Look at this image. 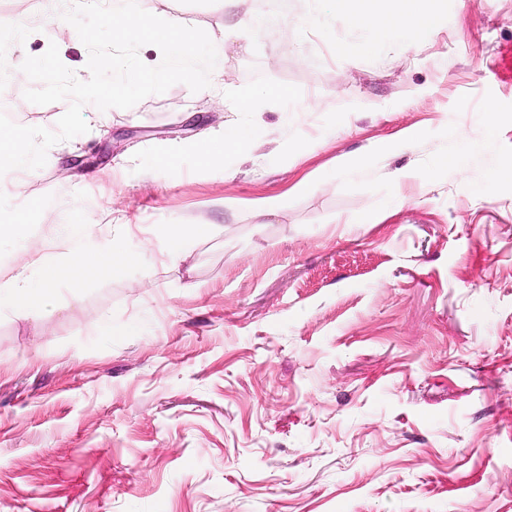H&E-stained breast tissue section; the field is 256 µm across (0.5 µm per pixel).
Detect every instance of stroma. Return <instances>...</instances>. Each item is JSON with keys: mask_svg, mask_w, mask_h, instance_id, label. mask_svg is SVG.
Here are the masks:
<instances>
[{"mask_svg": "<svg viewBox=\"0 0 512 512\" xmlns=\"http://www.w3.org/2000/svg\"><path fill=\"white\" fill-rule=\"evenodd\" d=\"M138 2L208 32L227 89L265 76L320 108L263 105L229 168L168 176L134 154L234 125L229 101L176 84L88 104L87 133L0 185V222L20 226L0 274L38 243L65 265L62 225L106 203L96 241L141 256L59 281L38 320L0 307V512H512V0H441L439 33L381 39L329 0ZM59 11L0 0L20 31L0 44L17 124L67 108L24 100L26 56L53 42L90 76ZM310 14L321 27L299 25ZM270 196L284 207L257 222ZM187 223L214 231L169 259L165 227Z\"/></svg>", "mask_w": 512, "mask_h": 512, "instance_id": "35a3bbf8", "label": "stroma"}]
</instances>
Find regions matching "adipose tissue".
I'll return each instance as SVG.
<instances>
[{
    "instance_id": "adipose-tissue-1",
    "label": "adipose tissue",
    "mask_w": 512,
    "mask_h": 512,
    "mask_svg": "<svg viewBox=\"0 0 512 512\" xmlns=\"http://www.w3.org/2000/svg\"><path fill=\"white\" fill-rule=\"evenodd\" d=\"M365 0H331L337 18L367 28L375 37L391 33H406L419 28L437 32L444 24L443 14L435 0H401L399 9L392 12L365 9ZM93 223L69 224L65 236L70 242V256L66 265L48 264L39 251L10 276L0 278V303L5 302L38 320L43 314L55 311L53 300L55 285L63 279L77 283L92 276H122L134 262L133 254L107 247L91 245Z\"/></svg>"
}]
</instances>
